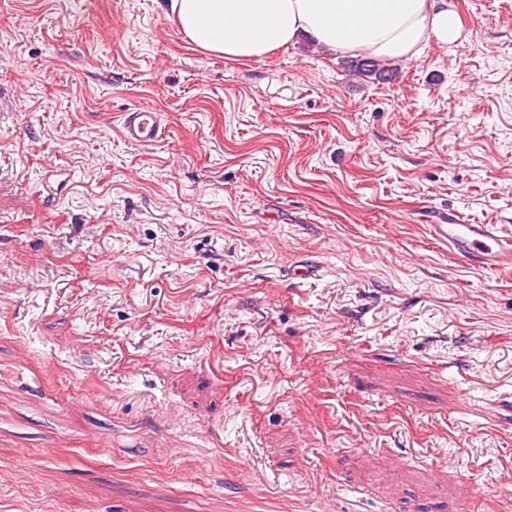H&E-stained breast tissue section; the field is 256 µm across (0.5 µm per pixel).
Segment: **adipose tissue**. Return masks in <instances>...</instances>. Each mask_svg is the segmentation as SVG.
I'll list each match as a JSON object with an SVG mask.
<instances>
[{
  "label": "adipose tissue",
  "instance_id": "adipose-tissue-1",
  "mask_svg": "<svg viewBox=\"0 0 512 512\" xmlns=\"http://www.w3.org/2000/svg\"><path fill=\"white\" fill-rule=\"evenodd\" d=\"M169 9L196 48L239 60L302 39L329 53L409 60L463 34L448 0H169Z\"/></svg>",
  "mask_w": 512,
  "mask_h": 512
}]
</instances>
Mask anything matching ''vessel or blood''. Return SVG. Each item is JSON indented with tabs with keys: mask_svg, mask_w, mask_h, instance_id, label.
I'll return each mask as SVG.
<instances>
[{
	"mask_svg": "<svg viewBox=\"0 0 512 512\" xmlns=\"http://www.w3.org/2000/svg\"><path fill=\"white\" fill-rule=\"evenodd\" d=\"M120 134L129 143L149 147L164 139L166 124L162 113L137 109L123 114ZM431 230L471 265L491 270L512 265V239L495 225L446 223L432 225Z\"/></svg>",
	"mask_w": 512,
	"mask_h": 512,
	"instance_id": "1",
	"label": "vessel or blood"
}]
</instances>
